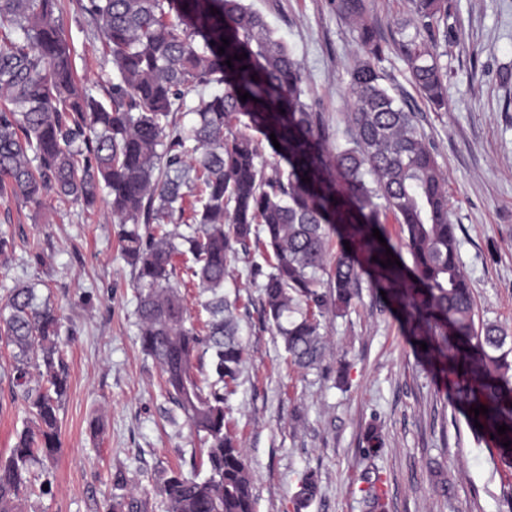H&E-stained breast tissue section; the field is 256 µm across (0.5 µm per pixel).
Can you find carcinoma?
I'll list each match as a JSON object with an SVG mask.
<instances>
[{
  "label": "carcinoma",
  "mask_w": 512,
  "mask_h": 512,
  "mask_svg": "<svg viewBox=\"0 0 512 512\" xmlns=\"http://www.w3.org/2000/svg\"><path fill=\"white\" fill-rule=\"evenodd\" d=\"M61 4L0 0V187L10 184L36 206L53 193L90 209L107 194L134 272L141 350L202 445L189 473L180 467L163 478L167 512H254L253 472L225 421L247 352L224 278L232 243L250 239L269 268L265 322L292 364L320 367L322 319L347 311L367 273L413 340L427 344L422 354L448 380L469 425L482 424L480 434L493 436L512 468V445L503 446L512 442V343L494 323L475 328L442 165L417 112L390 92L380 67L390 43L420 96L434 111L448 110V68L427 41L448 20L447 0H412L389 41L366 0H330L339 18L354 22L361 51L346 70L352 103L345 142L334 150L301 63L244 0H78L112 64L102 99L76 78ZM213 83L222 91L192 109L193 124H180L175 113L186 95ZM245 92L251 98L243 101ZM234 121L261 139L228 132ZM272 133L288 164L285 177L265 173L260 161V140ZM386 213L401 224L409 264L381 266L388 248L401 258L392 242L372 236L374 228L385 233ZM176 216L186 231L167 229ZM334 237L342 245L331 262ZM187 254L191 264L179 266ZM188 281L210 294L209 318L199 325L188 317ZM326 286L332 291H322ZM61 326L32 282L12 288L0 307V344L11 351L12 383L30 415L10 455L0 458V512H24L34 469L62 448L59 410L69 372L57 346ZM480 405L488 414L476 417L470 408ZM502 424L509 430L500 435ZM364 481L370 512H388L380 475ZM297 487L301 512L317 497V477L307 472Z\"/></svg>",
  "instance_id": "1"
}]
</instances>
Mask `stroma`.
I'll list each match as a JSON object with an SVG mask.
<instances>
[{
    "instance_id": "35a3bbf8",
    "label": "stroma",
    "mask_w": 512,
    "mask_h": 512,
    "mask_svg": "<svg viewBox=\"0 0 512 512\" xmlns=\"http://www.w3.org/2000/svg\"><path fill=\"white\" fill-rule=\"evenodd\" d=\"M245 2L293 50L332 141H343L344 75L359 55L348 24L329 0ZM62 21L79 75L103 98L112 66L100 34L72 0ZM437 42L450 75L447 111H433L421 98L395 51H387L382 68L388 85L419 112L445 171L477 318L512 334V86L499 82L501 68L512 66V0H448V28ZM118 231L103 203L85 212L51 196L37 208L0 192V233L13 244L0 255V299L18 283L38 281L39 298L63 316L69 371L51 488H29L26 512H105L116 498L139 502L142 512H166L165 473L199 452L184 421H171L159 369L141 351L134 275ZM35 246L43 253L39 265L27 262ZM258 260L257 251L236 246L224 281L248 351L226 420L254 473L255 512H294L298 478L309 470L319 493L306 512H365L369 471L384 482L388 512H512V469L476 437L368 278L345 315L325 318V358L305 373L287 363L263 320ZM11 363L0 347L3 457L28 419L9 379ZM95 420L100 430L91 429ZM371 425L383 441L373 456L364 452ZM119 470L127 478L121 488L112 483Z\"/></svg>"
}]
</instances>
